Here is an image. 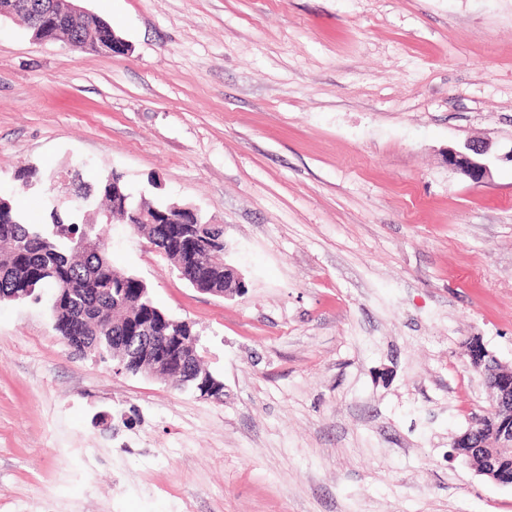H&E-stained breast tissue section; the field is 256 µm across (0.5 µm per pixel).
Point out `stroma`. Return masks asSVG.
<instances>
[{
    "instance_id": "1",
    "label": "stroma",
    "mask_w": 512,
    "mask_h": 512,
    "mask_svg": "<svg viewBox=\"0 0 512 512\" xmlns=\"http://www.w3.org/2000/svg\"><path fill=\"white\" fill-rule=\"evenodd\" d=\"M83 5L125 54L0 20V196L41 224L63 194L21 169L121 172L223 225L245 288L102 229L220 401L76 354L52 289L1 301L0 512H512L453 446L489 402L468 339L512 365V0ZM492 143L489 141H469L463 148H448V166L470 181L480 184L491 176L490 158Z\"/></svg>"
}]
</instances>
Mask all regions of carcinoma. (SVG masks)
I'll list each match as a JSON object with an SVG mask.
<instances>
[{"label":"carcinoma","instance_id":"obj_1","mask_svg":"<svg viewBox=\"0 0 512 512\" xmlns=\"http://www.w3.org/2000/svg\"><path fill=\"white\" fill-rule=\"evenodd\" d=\"M74 191L90 202H104L97 217L77 221L71 210L52 207L50 223L26 224L6 204V222H0V300H22L39 288H52L53 327L70 338L71 348L115 363L128 360L140 349V337L132 334L131 319L155 336H194V326L157 307L150 291L131 292L125 280L130 273L116 269L107 257L101 228L118 217L134 233L145 237L153 249L170 260L178 276L198 287V273L205 269L209 291H224V249L211 251L192 262L166 242L160 225L168 217L169 202L135 198L124 175L111 172L95 184L87 183L79 170L69 172ZM144 208L151 219L132 223V212Z\"/></svg>","mask_w":512,"mask_h":512}]
</instances>
